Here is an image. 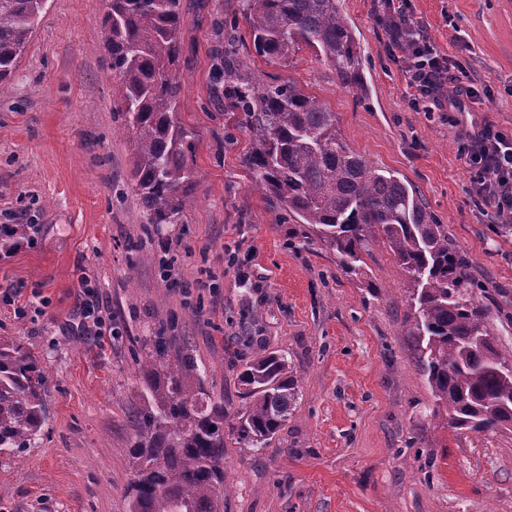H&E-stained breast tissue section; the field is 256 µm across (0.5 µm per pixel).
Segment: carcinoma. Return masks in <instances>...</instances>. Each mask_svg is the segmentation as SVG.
Listing matches in <instances>:
<instances>
[{
    "label": "carcinoma",
    "mask_w": 512,
    "mask_h": 512,
    "mask_svg": "<svg viewBox=\"0 0 512 512\" xmlns=\"http://www.w3.org/2000/svg\"><path fill=\"white\" fill-rule=\"evenodd\" d=\"M45 8V0H0V94ZM256 54L287 63L301 47L336 70L340 83L366 95L362 54L340 0H243ZM180 0H109L101 40L121 87L129 131L131 178L149 224H174L192 204L198 182L188 162L195 133L179 116L182 83ZM233 108L258 141L254 188L282 203L336 251L347 273H363V245L380 239L403 268L411 316L405 335L448 427L489 433L512 424V353L495 345L489 309L465 254L422 197L393 173L376 168L344 142L336 113L296 84L254 86L224 67ZM34 224H1L0 250L33 240ZM135 357L143 407L133 417L136 477L129 512H219L224 491V435L256 454L276 438L299 398L288 358L247 360L239 374L248 399L229 418L206 400V371L189 352L169 356L163 330ZM43 367L30 351L0 337V453L34 447L46 423Z\"/></svg>",
    "instance_id": "1"
}]
</instances>
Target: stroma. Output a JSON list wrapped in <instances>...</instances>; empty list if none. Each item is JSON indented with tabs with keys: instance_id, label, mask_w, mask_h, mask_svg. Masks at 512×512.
I'll return each mask as SVG.
<instances>
[{
	"instance_id": "35a3bbf8",
	"label": "stroma",
	"mask_w": 512,
	"mask_h": 512,
	"mask_svg": "<svg viewBox=\"0 0 512 512\" xmlns=\"http://www.w3.org/2000/svg\"><path fill=\"white\" fill-rule=\"evenodd\" d=\"M433 45L467 62L456 84L489 89L473 122L512 131V0H411ZM363 55L356 97L309 49L288 64L256 55L241 0H180V117L196 134V198L174 224H147L130 180L120 86L101 44L107 0H47L0 96V224H34L0 252V337L44 366L47 420L35 447L0 455V512H127L134 355L159 324L193 353L228 415L246 407L241 359L283 353L296 407L270 448L224 439L220 512H512V428L477 434L432 417L404 334L407 280L370 242L364 273L308 243L299 223L251 188L256 141L218 77L224 46L258 87L292 82L335 112L348 146L405 179L447 224L484 282L500 349L512 351V228L470 195L459 129L413 106L389 59L379 0H341ZM177 249L171 277L158 268ZM113 335L81 332L83 282Z\"/></svg>"
}]
</instances>
